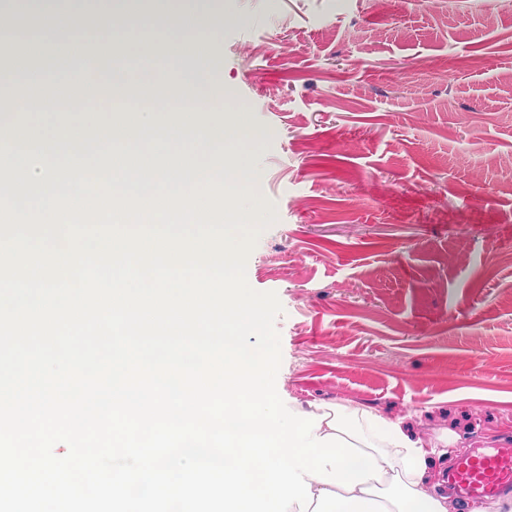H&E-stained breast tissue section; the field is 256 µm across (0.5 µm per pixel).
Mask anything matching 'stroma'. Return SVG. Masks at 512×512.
<instances>
[{
  "instance_id": "obj_1",
  "label": "stroma",
  "mask_w": 512,
  "mask_h": 512,
  "mask_svg": "<svg viewBox=\"0 0 512 512\" xmlns=\"http://www.w3.org/2000/svg\"><path fill=\"white\" fill-rule=\"evenodd\" d=\"M221 0L218 110L242 108L278 220L246 262L276 294L288 409L343 403L459 455L512 441V8ZM472 54L479 67H455Z\"/></svg>"
}]
</instances>
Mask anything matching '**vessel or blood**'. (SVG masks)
Instances as JSON below:
<instances>
[{
	"mask_svg": "<svg viewBox=\"0 0 512 512\" xmlns=\"http://www.w3.org/2000/svg\"><path fill=\"white\" fill-rule=\"evenodd\" d=\"M448 481L465 499L476 502L512 492V444L461 457L450 469Z\"/></svg>",
	"mask_w": 512,
	"mask_h": 512,
	"instance_id": "obj_1",
	"label": "vessel or blood"
}]
</instances>
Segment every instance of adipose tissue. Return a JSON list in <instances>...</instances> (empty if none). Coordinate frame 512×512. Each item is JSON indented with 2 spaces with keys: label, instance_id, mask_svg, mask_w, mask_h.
I'll list each match as a JSON object with an SVG mask.
<instances>
[{
  "label": "adipose tissue",
  "instance_id": "adipose-tissue-1",
  "mask_svg": "<svg viewBox=\"0 0 512 512\" xmlns=\"http://www.w3.org/2000/svg\"><path fill=\"white\" fill-rule=\"evenodd\" d=\"M212 0H198L189 11L169 9L167 0H106L101 10L88 0H35L41 36H21L0 44L11 63L21 64L30 87L16 98L8 66H0V99L12 101L16 122L0 130V164L42 165L103 163L122 181L157 189L219 177L257 181L239 145L256 140L243 115L208 126L200 113L209 107L204 87L213 66L211 45L226 18ZM159 53L170 60L166 71H109V57ZM175 87L185 101L180 112H164L149 92L159 81ZM121 102L122 111L93 116L83 112L88 90ZM161 133L164 140L190 147V154L130 157L125 144ZM323 418L317 436L335 434L375 456L381 480H369L352 491L312 482V512H449L448 499L427 488L433 461L449 457L456 435L441 430L429 441L413 439L401 423L366 409L315 405Z\"/></svg>",
  "mask_w": 512,
  "mask_h": 512
}]
</instances>
